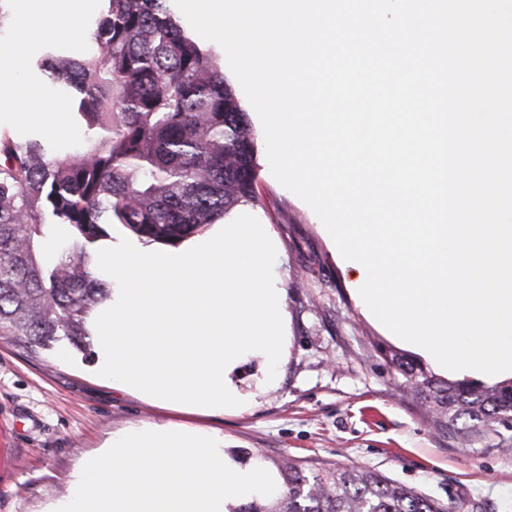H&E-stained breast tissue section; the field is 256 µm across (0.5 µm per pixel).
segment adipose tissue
I'll use <instances>...</instances> for the list:
<instances>
[{
    "label": "adipose tissue",
    "instance_id": "ef3b65f1",
    "mask_svg": "<svg viewBox=\"0 0 512 512\" xmlns=\"http://www.w3.org/2000/svg\"><path fill=\"white\" fill-rule=\"evenodd\" d=\"M87 6V0H19L18 39L0 45V107L24 109L29 120L68 133L54 106L16 72L46 27L77 34ZM71 485L50 512H235L279 483L261 459L226 448L219 430L164 423L113 434L75 471Z\"/></svg>",
    "mask_w": 512,
    "mask_h": 512
}]
</instances>
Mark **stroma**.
I'll use <instances>...</instances> for the list:
<instances>
[{
	"label": "stroma",
	"mask_w": 512,
	"mask_h": 512,
	"mask_svg": "<svg viewBox=\"0 0 512 512\" xmlns=\"http://www.w3.org/2000/svg\"><path fill=\"white\" fill-rule=\"evenodd\" d=\"M103 12L97 0L79 35L45 33L26 57L22 81L42 87L37 65L46 46L83 54ZM256 154L261 203L249 213L276 240L274 276L288 291V361L279 387L237 415L159 408L113 389L98 376L96 359L79 350L65 364L57 349L34 350L2 336L0 512H47L112 433L167 422L223 431L247 458L357 465L462 512H512V447L464 448L435 432L431 415L403 395V378L385 355L399 352L429 371L433 363L366 315L319 218L272 175L264 138H257Z\"/></svg>",
	"instance_id": "1"
}]
</instances>
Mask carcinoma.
I'll use <instances>...</instances> for the list:
<instances>
[{"instance_id":"1","label":"carcinoma","mask_w":512,"mask_h":512,"mask_svg":"<svg viewBox=\"0 0 512 512\" xmlns=\"http://www.w3.org/2000/svg\"><path fill=\"white\" fill-rule=\"evenodd\" d=\"M92 49L50 48L48 84L72 96L82 142L60 151L0 135V335L49 349L90 346L92 311L111 298L95 268L112 225L145 244L176 247L237 206L260 204L255 138L215 56L187 34L167 0H107ZM63 238L62 253L43 243ZM411 401L464 447L512 442V380H444L394 352ZM281 488L235 512H461L361 467L282 459Z\"/></svg>"}]
</instances>
